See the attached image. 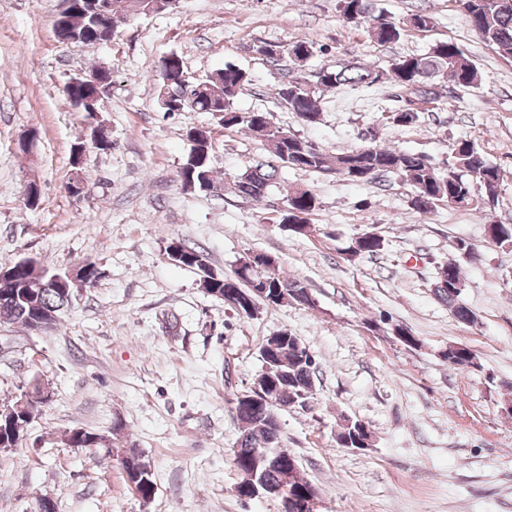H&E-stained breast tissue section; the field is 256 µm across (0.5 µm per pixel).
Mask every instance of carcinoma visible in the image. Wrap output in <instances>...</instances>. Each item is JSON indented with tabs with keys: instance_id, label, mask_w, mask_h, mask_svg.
<instances>
[{
	"instance_id": "obj_1",
	"label": "carcinoma",
	"mask_w": 512,
	"mask_h": 512,
	"mask_svg": "<svg viewBox=\"0 0 512 512\" xmlns=\"http://www.w3.org/2000/svg\"><path fill=\"white\" fill-rule=\"evenodd\" d=\"M84 4L85 13L76 15L71 27L78 31L74 42L92 44L99 39L96 12L93 0H77ZM470 29L484 42L499 51L512 54V0H457ZM112 18L121 22L132 14L147 15L155 12L152 0H107ZM339 10L349 24H366L369 36L379 44H390L401 39L404 28L390 20L377 9L375 0H339ZM256 52L264 59L278 65L286 59L298 66L288 72V78L277 89V100L299 120L312 125L320 119L317 90L334 89L341 85H373L389 82L397 91L395 98L402 106L393 114V122L409 126L419 119L420 106L436 101L440 97L437 77H449L459 87L478 85L479 72L452 41H439L423 54L402 56L393 60L389 71L384 72L357 64L340 69L323 67L316 73V82H310L301 67L315 53L312 42L296 39L287 43H263L256 46ZM160 75L172 81L173 86L186 83V72L181 58L171 53L160 65ZM249 83L246 73L232 65L194 82L198 91L191 102L177 100V105L166 112L194 111L220 112L219 125L228 130L244 126L255 138L270 146L269 156L255 161L225 181L214 177L211 167L214 130L204 132L197 144L190 145L179 171L182 187L204 193H224L229 190L238 196L261 200L267 197L272 187L278 184L284 168H295L315 172L328 177H343L351 182L380 184L393 176L399 177L412 189L411 205L420 213L429 212L436 203L445 200L457 207H468L474 202V187H479L487 201H494L500 182L499 169L487 161L485 156L467 139L456 142L454 155L448 169L441 170L424 155L363 145L349 151L335 153L300 138L273 124L268 112H240L234 107L235 98L243 93ZM63 95L78 101L77 111L83 113L89 128V141L98 151L110 148V139L103 121L102 94L81 79H70L63 88ZM317 207L315 196L306 191H296L286 196V208L292 213L282 212L298 221L308 223ZM490 236L502 245L512 243V225L494 224ZM383 247V238L373 233L365 239L360 237L349 241L343 248L344 254L352 260L356 257L376 255ZM179 251L181 257L176 263L201 268L207 264L199 251L173 239L165 247L167 256ZM13 279L0 283V292L7 288L15 293H27L24 303L14 306L0 303V318L6 324H18L27 329L30 317L36 311H52L61 314L69 304L67 296L73 293L75 285L69 279L52 282L48 288H30L28 284L32 268L16 262ZM288 283L286 292H278L272 305L288 301L299 302L308 296V291L298 281L286 277L278 269L269 275L263 270H254L248 276L235 280L239 288H276L282 282ZM461 262L450 259L437 268L432 292L453 317L460 323L473 324L475 313L465 305ZM262 368L256 380L261 385L275 386L276 399L290 407L294 403H308L315 395V359L306 346L291 333L279 338L267 337L261 347ZM448 366L463 370L477 367L476 355L462 344H451L443 352ZM237 423L241 434L237 440L239 451L233 453L235 468L246 474L259 477L267 482L277 481L279 468L268 467L266 457L274 454L282 442L281 426L274 423L263 408H243L238 411ZM336 439L352 448H364L372 443L371 434L365 424L356 419L346 420ZM132 490L142 499L154 494L153 474L130 478Z\"/></svg>"
}]
</instances>
